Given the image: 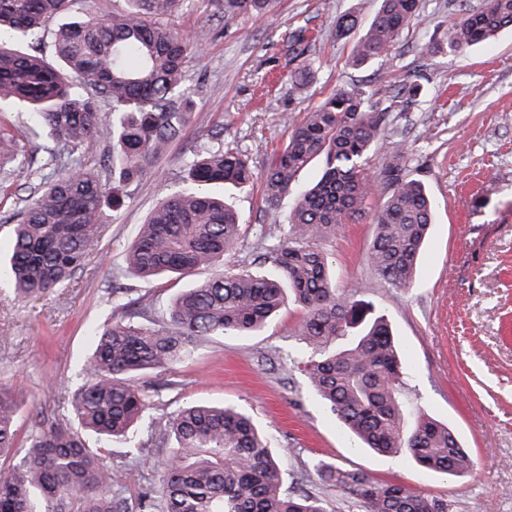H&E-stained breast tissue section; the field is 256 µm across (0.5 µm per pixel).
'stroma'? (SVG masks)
<instances>
[{
	"instance_id": "1",
	"label": "stroma",
	"mask_w": 512,
	"mask_h": 512,
	"mask_svg": "<svg viewBox=\"0 0 512 512\" xmlns=\"http://www.w3.org/2000/svg\"><path fill=\"white\" fill-rule=\"evenodd\" d=\"M421 10L388 56L356 67L355 35L336 31L355 16L365 27L377 0H276L262 19L228 24L215 0H187L167 21L197 39L186 62L194 107L179 139L155 168L128 186L92 258L71 285L33 300L16 299L0 281V385L21 392L50 413L65 414L84 382L82 359L92 330L123 310L112 303L114 275L162 314L189 279L143 282L124 273V253L163 193L184 186L189 163L202 149L239 150L263 172L305 110L343 86L389 106L399 88L419 85L415 102L394 111L387 141L408 144L407 168L435 202L434 224L416 283L396 288L366 264L374 235L370 220L340 225L323 249L336 286L384 315L404 358V396L413 409L449 424L475 460L460 477L435 474L408 457L356 446L313 396L301 366V308L287 305L258 336L211 337L190 360L146 374L158 385L173 380L183 402H226L249 413L279 453L289 490L324 499L329 512H364L358 501L323 483L320 459L358 470L382 484H398L448 499L451 512H512V31L487 44L430 55L425 46L483 0H421ZM307 29L302 51L288 36ZM304 62L313 77L301 94L290 75ZM242 219L231 256L236 267L272 273L259 256L284 223L287 204L269 205L261 184L230 188ZM127 476L129 495L158 483L166 449H104Z\"/></svg>"
}]
</instances>
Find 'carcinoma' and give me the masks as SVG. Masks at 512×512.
I'll list each match as a JSON object with an SVG mask.
<instances>
[{
  "label": "carcinoma",
  "instance_id": "cac0c4a2",
  "mask_svg": "<svg viewBox=\"0 0 512 512\" xmlns=\"http://www.w3.org/2000/svg\"><path fill=\"white\" fill-rule=\"evenodd\" d=\"M108 15L72 18L73 0H0V105L34 115L29 138L42 157L4 146L6 166L34 165L31 198L19 208L0 249V277L20 299H38L70 284L100 250L110 210L180 136L193 109L185 64L197 45L157 22L183 0H125ZM224 21L267 16L271 0H220ZM420 0H379L356 40L352 61L386 55L419 16ZM55 21L49 61L38 49ZM512 27V0L487 3L460 18L427 49L459 50L486 43ZM109 105L108 113L101 102ZM390 110L368 103L357 88H340L305 113L271 154L262 176L266 200L290 198L279 244L268 259L273 279L226 264L241 231L238 213L214 186L248 187L254 172L235 149L195 154L187 187L165 195L140 225L125 253V271L142 280L163 275H210L182 291L165 317L146 325L148 307L93 332L82 367L85 384L70 415L36 412L18 464L0 468V512H328L322 499L294 495L253 419L227 404L163 406L142 385L144 375L187 361L205 336L262 332L288 301L304 311L298 336L307 351L308 384L365 447L408 456L426 470L462 476L475 461L445 423L410 408L402 396L401 349L388 321L336 288L322 242L338 226L367 216L375 234L367 262L387 284L409 288L417 276L433 222V203L404 164L407 146L379 154ZM106 133L110 149L100 168L88 167L82 146ZM320 175L300 185L316 162ZM385 194L369 214L371 199ZM25 399L0 386V457L15 447ZM148 420L150 437L170 445L158 485L137 498L124 495L123 471L86 443L126 444ZM317 475L362 501L365 512H450L448 500L402 485L381 484L361 471L326 461Z\"/></svg>",
  "mask_w": 512,
  "mask_h": 512
}]
</instances>
